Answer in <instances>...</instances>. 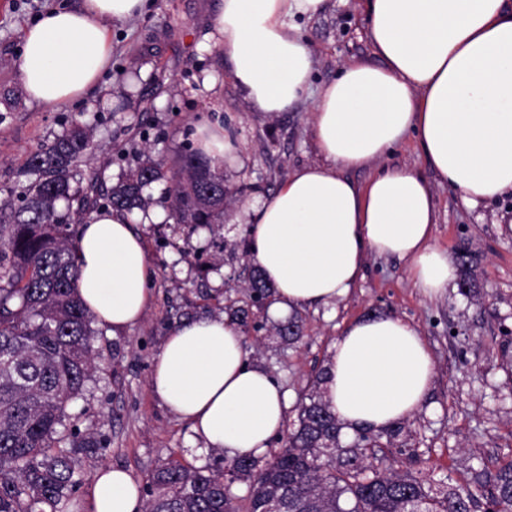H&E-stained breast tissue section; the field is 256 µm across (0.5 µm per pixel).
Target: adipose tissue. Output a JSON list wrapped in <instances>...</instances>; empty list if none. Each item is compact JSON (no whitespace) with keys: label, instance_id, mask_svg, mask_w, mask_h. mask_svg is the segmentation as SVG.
<instances>
[{"label":"adipose tissue","instance_id":"adipose-tissue-1","mask_svg":"<svg viewBox=\"0 0 512 512\" xmlns=\"http://www.w3.org/2000/svg\"><path fill=\"white\" fill-rule=\"evenodd\" d=\"M147 7L148 0H82L45 12L26 29L17 66L29 100L45 108L86 102L111 64L110 22ZM325 7L326 0H218L208 35L259 111L314 103L320 162L295 169L241 211L251 255L275 287L276 319L347 297L373 255L404 261L419 288L440 294L455 269L432 243L433 181L469 208L512 192V0H365L382 66L345 62L336 80L317 88L296 20ZM410 136L429 175L383 163ZM365 168L366 181L351 178ZM166 218L160 209L133 218L108 209L81 225L75 287L98 325L118 334L148 309L149 260L132 225ZM434 377L415 326L370 316L343 329L323 384L347 430H382L420 409ZM148 388L230 459L264 455L289 407L271 374L249 363L239 326L223 315L175 325ZM87 512H143L140 487L122 468H100Z\"/></svg>","mask_w":512,"mask_h":512}]
</instances>
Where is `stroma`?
Here are the masks:
<instances>
[{
  "label": "stroma",
  "instance_id": "1",
  "mask_svg": "<svg viewBox=\"0 0 512 512\" xmlns=\"http://www.w3.org/2000/svg\"><path fill=\"white\" fill-rule=\"evenodd\" d=\"M76 2L0 0V90L19 92L16 63L25 29L49 9ZM214 6L215 0H149L142 15L112 22V63L90 92L95 108L45 109L20 92L14 103H0V185L12 184L28 154L75 120L93 128L95 158L85 173L107 186L143 150L173 154L184 141H198L203 128L229 126L239 147L236 158L224 161V179L236 194L223 225L134 227L145 242L154 300L143 319L122 334L100 329L95 345L102 355L84 397L68 408L80 433L105 442L95 456L78 459L82 501L106 465L125 468L143 487L173 455L196 466L223 465V453L206 448L151 396L153 361L177 322L210 315L201 289L224 292L227 275L243 273V259L228 260L221 252L225 245L243 250L249 242L248 225L231 220L234 211L273 194L294 169L320 160L311 137L312 104L271 116L228 78L229 61L206 44ZM299 26L313 53L314 85L334 81L352 59L381 63L367 37L363 0H328L323 13ZM434 192V244L453 258L464 247L477 257L478 297L461 295L454 283L443 295H426L404 263L374 255L348 297L299 309L302 342L284 346L270 340L259 347L251 329L243 339L249 362L265 367L286 390L292 421L300 394L323 371L350 322L387 315L414 324L428 344L434 384L397 438L383 431L368 437L384 464L437 485L462 479L468 467L493 471L512 459V365L505 360L512 354V194L470 210L447 184H435ZM187 245L195 252L189 260L182 254Z\"/></svg>",
  "mask_w": 512,
  "mask_h": 512
}]
</instances>
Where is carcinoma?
I'll return each mask as SVG.
<instances>
[{
  "label": "carcinoma",
  "instance_id": "obj_1",
  "mask_svg": "<svg viewBox=\"0 0 512 512\" xmlns=\"http://www.w3.org/2000/svg\"><path fill=\"white\" fill-rule=\"evenodd\" d=\"M92 153V129L74 123L30 152L18 187L0 186V512H78L75 459L104 447L67 428V409L83 396L100 355L95 318L74 287L77 225L98 208L147 211L161 181L174 223H223V163L201 149L188 145L169 161L147 155L104 192L84 181ZM458 263L460 292H476L469 251ZM274 301L273 285L252 264L231 316L246 328ZM267 337L300 342V320L272 326ZM340 431L314 380L297 426L271 460L239 456L221 468L170 459L151 475L145 512H270L274 501L281 512H512V460L494 473L472 468L462 484L427 487L370 461L357 444L342 445ZM236 482L245 495L233 492Z\"/></svg>",
  "mask_w": 512,
  "mask_h": 512
}]
</instances>
